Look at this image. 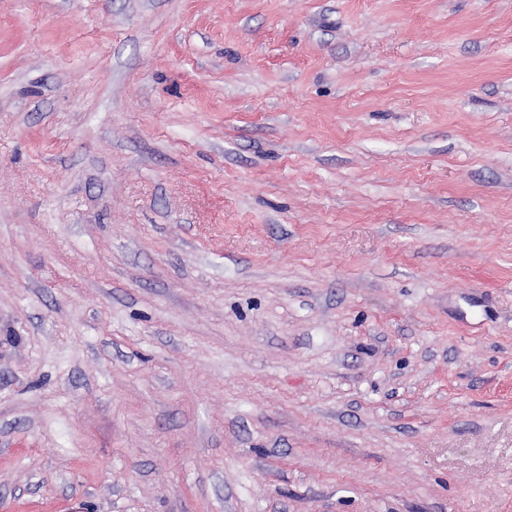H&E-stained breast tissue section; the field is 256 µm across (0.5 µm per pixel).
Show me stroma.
<instances>
[{
	"mask_svg": "<svg viewBox=\"0 0 512 512\" xmlns=\"http://www.w3.org/2000/svg\"><path fill=\"white\" fill-rule=\"evenodd\" d=\"M0 512H512V0H0Z\"/></svg>",
	"mask_w": 512,
	"mask_h": 512,
	"instance_id": "stroma-1",
	"label": "stroma"
}]
</instances>
